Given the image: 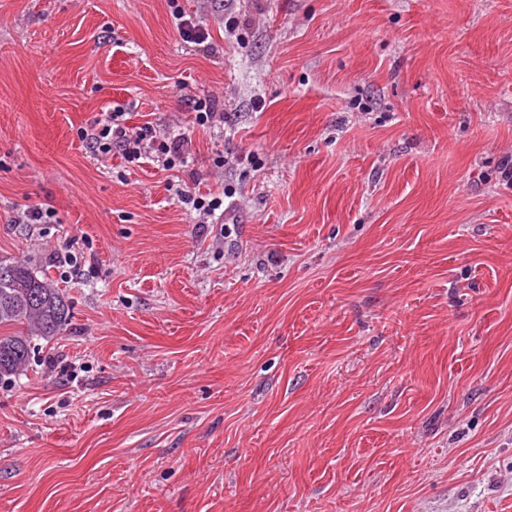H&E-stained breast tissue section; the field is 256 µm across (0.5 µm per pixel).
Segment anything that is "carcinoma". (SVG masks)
<instances>
[{
    "label": "carcinoma",
    "mask_w": 512,
    "mask_h": 512,
    "mask_svg": "<svg viewBox=\"0 0 512 512\" xmlns=\"http://www.w3.org/2000/svg\"><path fill=\"white\" fill-rule=\"evenodd\" d=\"M65 295L27 261L0 260V378L28 364L36 339L50 342L70 326Z\"/></svg>",
    "instance_id": "1"
}]
</instances>
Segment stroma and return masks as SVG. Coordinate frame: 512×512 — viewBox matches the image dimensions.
<instances>
[{
	"mask_svg": "<svg viewBox=\"0 0 512 512\" xmlns=\"http://www.w3.org/2000/svg\"><path fill=\"white\" fill-rule=\"evenodd\" d=\"M117 104L223 223L90 152ZM509 163L512 0H0V259L73 312L0 512H512ZM177 19L176 28L183 40L196 45L207 43L209 33L193 17L181 14ZM219 99L212 95L199 98L194 102V111L196 120L201 124L215 126V122H224V113L218 112ZM55 217L54 207L44 204L36 207H28L18 216L19 224H51Z\"/></svg>",
	"mask_w": 512,
	"mask_h": 512,
	"instance_id": "obj_1",
	"label": "stroma"
}]
</instances>
